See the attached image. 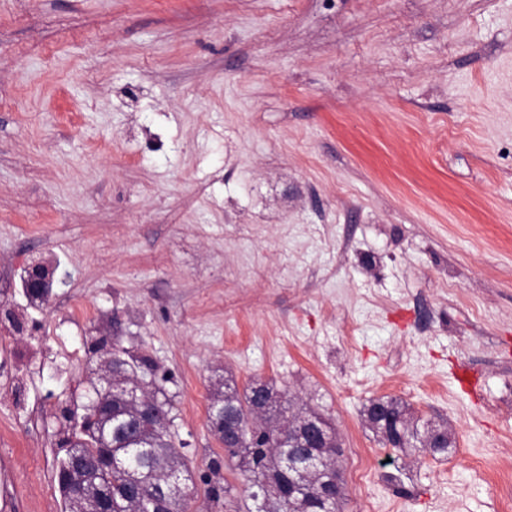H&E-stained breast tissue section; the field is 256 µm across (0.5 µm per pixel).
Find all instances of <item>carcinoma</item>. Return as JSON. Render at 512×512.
Returning a JSON list of instances; mask_svg holds the SVG:
<instances>
[{"label": "carcinoma", "instance_id": "cac0c4a2", "mask_svg": "<svg viewBox=\"0 0 512 512\" xmlns=\"http://www.w3.org/2000/svg\"><path fill=\"white\" fill-rule=\"evenodd\" d=\"M120 357L127 386L137 388L154 402L156 414L142 419L137 431H131L130 420L137 418V414L126 408L120 393H115L112 416L105 418L101 425V444L112 447L114 454L125 455L126 469L136 471L153 493L167 496L172 512H191L196 493L194 485H189L188 491L177 498L168 496L171 477L177 475L186 481V474L191 471L180 451L184 443L175 441L171 400L157 384L156 372L148 357H136L125 348ZM259 395L277 412V423H271L266 413L257 410L255 399ZM375 407L383 408L386 415L396 419V436H386L383 422L372 418ZM363 416L383 443L391 444L406 455L448 452V429L414 415L406 404L395 398L368 399L363 406ZM232 418L248 420L253 427L251 438L236 447L224 449V455L228 467L238 471L242 490L254 506L265 502L268 512H341L343 492L327 500L320 492L324 482L340 478L341 445L329 418L307 404L299 403L289 391L279 389L273 382L252 379L240 390L233 380L220 376L213 384L208 423L210 431L221 443L225 441L228 421ZM309 422L318 428L322 447L313 449L318 462L308 472L312 491L302 496L288 490V470L285 468L288 426ZM64 443L68 445L67 459L78 447L90 457L98 452L93 436L81 431L72 433ZM126 469H114L101 474L100 478L112 483L117 512H138L137 504L120 499L127 479ZM236 491L237 488L228 482L209 489L213 501L222 499L229 505L236 499Z\"/></svg>", "mask_w": 512, "mask_h": 512}]
</instances>
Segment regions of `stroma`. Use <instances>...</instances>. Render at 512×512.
I'll return each instance as SVG.
<instances>
[{
    "label": "stroma",
    "instance_id": "stroma-1",
    "mask_svg": "<svg viewBox=\"0 0 512 512\" xmlns=\"http://www.w3.org/2000/svg\"><path fill=\"white\" fill-rule=\"evenodd\" d=\"M7 312L0 512H65L110 332L166 378L195 512L211 462L240 482L218 368L332 420L343 512H512V0H0ZM382 396L452 447L404 464ZM22 288H26V292L30 296H43L44 288H51L50 278L44 275L36 263L29 268L22 281Z\"/></svg>",
    "mask_w": 512,
    "mask_h": 512
}]
</instances>
